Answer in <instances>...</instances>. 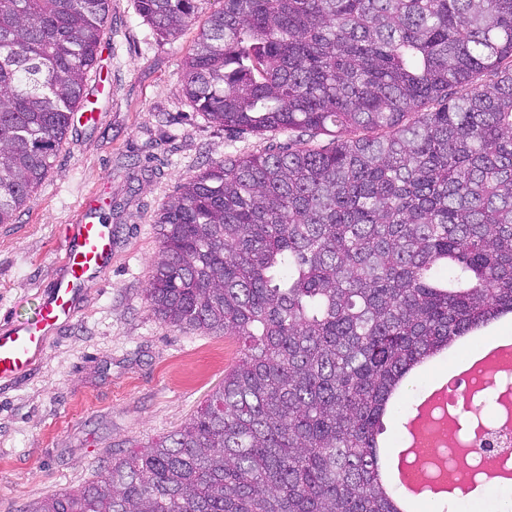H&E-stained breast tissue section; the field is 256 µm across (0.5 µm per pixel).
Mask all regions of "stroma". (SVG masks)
<instances>
[{"label": "stroma", "mask_w": 512, "mask_h": 512, "mask_svg": "<svg viewBox=\"0 0 512 512\" xmlns=\"http://www.w3.org/2000/svg\"><path fill=\"white\" fill-rule=\"evenodd\" d=\"M221 6L201 0L171 40L142 20L134 0H110L98 61L85 81L94 118L72 123L30 207L15 223L0 224V319L33 315L84 207L110 206L116 230L112 268L84 292L76 320L28 375L0 380V512L79 488L111 454L175 432L241 355L236 338L171 327L146 300L156 220L182 183L224 156L293 140L225 130L188 102L183 61ZM470 351L453 346L416 371V387L387 419L393 446L405 447L404 424L421 398Z\"/></svg>", "instance_id": "35a3bbf8"}]
</instances>
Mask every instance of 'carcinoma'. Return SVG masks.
Returning <instances> with one entry per match:
<instances>
[{"mask_svg": "<svg viewBox=\"0 0 512 512\" xmlns=\"http://www.w3.org/2000/svg\"><path fill=\"white\" fill-rule=\"evenodd\" d=\"M136 2L175 38L200 0ZM108 11L0 0V224L52 168ZM184 82L226 130L296 135L207 165L157 221L152 310L243 352L179 430L20 512H397L394 392L512 314V0H224Z\"/></svg>", "mask_w": 512, "mask_h": 512, "instance_id": "carcinoma-1", "label": "carcinoma"}]
</instances>
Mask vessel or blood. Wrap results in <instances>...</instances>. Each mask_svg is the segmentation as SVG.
Returning <instances> with one entry per match:
<instances>
[{
    "instance_id": "1",
    "label": "vessel or blood",
    "mask_w": 512,
    "mask_h": 512,
    "mask_svg": "<svg viewBox=\"0 0 512 512\" xmlns=\"http://www.w3.org/2000/svg\"><path fill=\"white\" fill-rule=\"evenodd\" d=\"M113 247L111 225L89 216L71 225L63 261L34 317L9 320L7 329L0 330V378L22 376L38 364L51 336L76 318L83 288L111 268Z\"/></svg>"
}]
</instances>
